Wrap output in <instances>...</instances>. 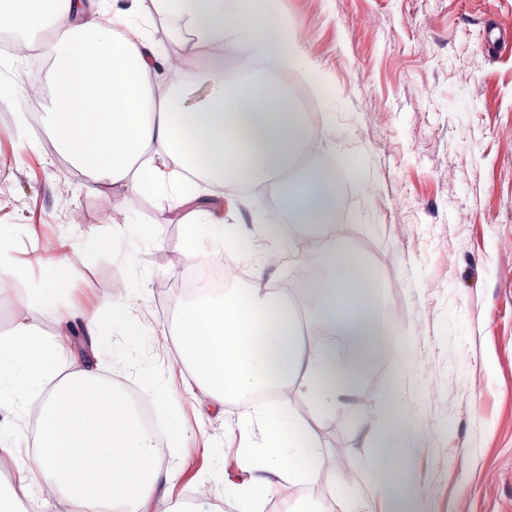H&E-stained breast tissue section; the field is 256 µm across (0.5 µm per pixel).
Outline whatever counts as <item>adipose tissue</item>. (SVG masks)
<instances>
[{"label":"adipose tissue","mask_w":512,"mask_h":512,"mask_svg":"<svg viewBox=\"0 0 512 512\" xmlns=\"http://www.w3.org/2000/svg\"><path fill=\"white\" fill-rule=\"evenodd\" d=\"M160 13L187 18L192 44L247 46L255 57L282 62L290 42L273 8L253 13L250 0H153ZM0 27L45 33L42 54L52 62L54 101L41 116L51 143L97 184H122L136 193L165 192L185 210L188 252L202 238L218 250L252 253L214 212L198 207L201 183L218 184L222 197L240 182L264 183L292 168L311 130L290 93L271 80L216 71L217 92L194 110L180 104V87L155 94L158 50L146 26L104 18L84 0H0ZM283 204L309 229L328 223L336 209L330 177L309 169L291 181ZM346 248L329 247L330 274L309 280L326 336L343 337L340 361L325 346L301 336L286 305L271 290L225 288L186 301L175 317L181 355L196 383L217 402L241 407L242 426L259 431L265 467L285 469L294 483L321 479L307 427L284 404L255 400L258 390L287 389L305 380L321 407L332 409L371 366L380 341L373 270ZM66 290L60 277L29 289L28 319L0 336V399L20 405L40 400L32 464L50 492L80 512H141L163 469L153 429L129 395L104 381L99 363L76 358L60 371L61 341L40 327L42 311L58 308ZM130 308L112 304L105 316L84 318L92 337L120 332L139 338Z\"/></svg>","instance_id":"obj_1"}]
</instances>
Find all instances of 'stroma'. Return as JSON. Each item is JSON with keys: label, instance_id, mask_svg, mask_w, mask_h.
<instances>
[{"label": "stroma", "instance_id": "35a3bbf8", "mask_svg": "<svg viewBox=\"0 0 512 512\" xmlns=\"http://www.w3.org/2000/svg\"><path fill=\"white\" fill-rule=\"evenodd\" d=\"M130 23L150 18L162 51L153 88L192 83L189 103L211 91L209 73L238 68L245 51L189 46L175 38L182 18L156 13L152 0H94ZM276 16L293 41L274 76L300 87L312 136L303 165L328 161L349 187L339 222L323 242L341 240L367 258L382 287L388 331L375 365L352 396L317 407L294 381L279 401L309 425L322 480L279 489L284 470L241 462L247 440L233 402L217 405L181 359L172 316L211 250L186 251L182 209L164 193L135 194L122 184L94 187L27 118L33 79L47 73L41 52L15 56L0 43V226L25 280L0 294V334L17 328L27 288L60 271L67 299L87 315L106 302L129 303L140 340H89L64 317L42 313L48 336H61L62 365L92 352L104 378L124 388L165 384L180 402L163 420L178 427L170 477L160 478L146 512H173L205 485L207 512L224 501V482L258 478L252 512H512V0H277ZM282 180L237 195L224 207L230 232L254 249L278 247L267 232ZM141 224L155 234L131 257L115 254L113 225ZM244 288L284 290L303 313L304 333L320 329L300 271L327 268L323 254L291 251L258 273L236 259ZM37 404L17 412L0 404V433L19 436L0 449V488L16 486L31 465ZM409 444L373 465V441L387 426ZM395 484L401 504L382 491Z\"/></svg>", "mask_w": 512, "mask_h": 512}]
</instances>
